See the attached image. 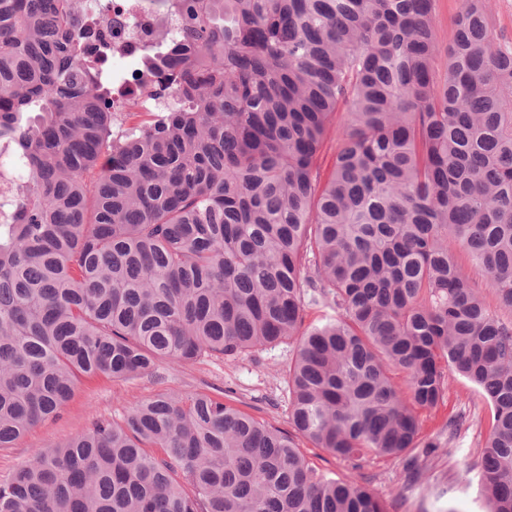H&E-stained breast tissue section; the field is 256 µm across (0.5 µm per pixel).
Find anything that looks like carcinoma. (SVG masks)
<instances>
[{
  "label": "carcinoma",
  "mask_w": 512,
  "mask_h": 512,
  "mask_svg": "<svg viewBox=\"0 0 512 512\" xmlns=\"http://www.w3.org/2000/svg\"><path fill=\"white\" fill-rule=\"evenodd\" d=\"M154 2L180 36L131 82L177 105L116 138L112 45L74 34V0H0V142L22 167L0 219V448L83 378L285 343L293 432L159 393L35 451L0 512H387L296 438L403 458L410 489L447 367L483 402L487 512H512V39L486 0H462L442 80L434 0Z\"/></svg>",
  "instance_id": "cac0c4a2"
}]
</instances>
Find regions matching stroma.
<instances>
[{
  "instance_id": "35a3bbf8",
  "label": "stroma",
  "mask_w": 512,
  "mask_h": 512,
  "mask_svg": "<svg viewBox=\"0 0 512 512\" xmlns=\"http://www.w3.org/2000/svg\"><path fill=\"white\" fill-rule=\"evenodd\" d=\"M291 356V347L282 344L237 357L205 355L190 363L163 362L153 372L131 380L98 378L82 382L59 418L37 425L14 447L0 448V479L35 451L65 442L86 430L95 419L120 417L158 393H206L271 426L289 429L286 368ZM474 399L471 385L454 369H447L443 401L420 414L422 440L433 449L419 456L421 479L407 491L400 488L402 460L344 461L306 440L301 441L300 448L318 471L365 484L383 498L388 512H484L477 482L465 483L459 478L466 467L477 465L486 437L483 412L474 407ZM457 414L468 416L469 427L452 445L446 423Z\"/></svg>"
}]
</instances>
